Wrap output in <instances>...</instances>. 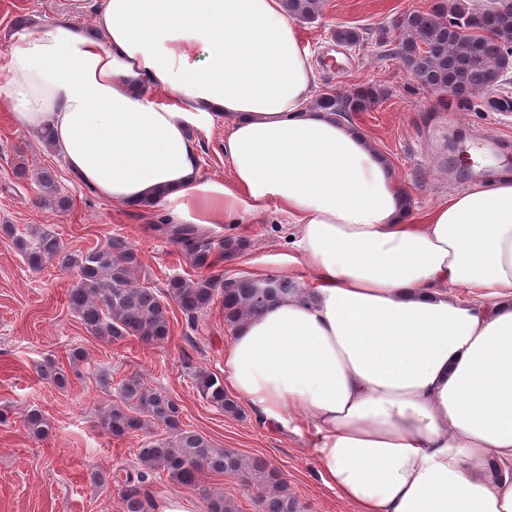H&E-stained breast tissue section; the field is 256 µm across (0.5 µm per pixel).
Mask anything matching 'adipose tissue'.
<instances>
[{
  "label": "adipose tissue",
  "mask_w": 512,
  "mask_h": 512,
  "mask_svg": "<svg viewBox=\"0 0 512 512\" xmlns=\"http://www.w3.org/2000/svg\"><path fill=\"white\" fill-rule=\"evenodd\" d=\"M7 56L0 109L50 130L99 197L200 229L271 205L297 225L273 261L316 286L236 329L226 381L263 424L314 427L340 499L512 512V174L415 214L367 136L310 107L283 0H102L94 32L63 18ZM219 117L227 180L203 174L194 136Z\"/></svg>",
  "instance_id": "obj_1"
}]
</instances>
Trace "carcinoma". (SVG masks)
I'll list each match as a JSON object with an SVG mask.
<instances>
[{"mask_svg":"<svg viewBox=\"0 0 512 512\" xmlns=\"http://www.w3.org/2000/svg\"><path fill=\"white\" fill-rule=\"evenodd\" d=\"M288 18L311 24L322 10L321 0H286ZM485 17L489 34L475 41L469 19ZM400 36L389 39L384 31L376 41L388 54L402 61L415 78L417 86L430 88L451 85L456 98L468 100L471 90L485 82L503 83L498 70L501 57H512V15L498 17L489 14L486 5L476 0H434L431 9L409 11L397 20ZM367 29L338 26L334 40L348 48L366 41ZM381 97L376 85L364 83L348 94H322L316 107L349 119L354 112H365ZM34 183L41 191L40 202L65 210L68 196L60 192L56 175L51 169L34 174ZM172 242L181 246L192 258L197 269L214 265V255L231 258L246 247V241L236 237L215 240L189 226L159 224ZM17 249L26 264L40 270L48 263L74 272L75 281L67 294L68 306L78 315L84 329L91 335L121 344L130 337L145 343L163 344L171 334L169 311L164 297L174 300L187 320L220 300L224 323L236 329L245 319L260 312L269 303L286 298L300 290L288 278L225 280L214 275H199L195 279L174 277L165 292L139 283L140 259L122 236H114L101 247L74 253L52 231L34 227L27 235L15 237ZM41 376L63 385L67 375L49 361L40 368ZM201 396L228 415L241 414L238 402L224 390V380L201 371L197 375ZM118 400L109 405L102 424L115 438L143 429L151 424L162 434L145 442L138 449L140 469L127 473L121 485L122 512H148L146 483L165 476L173 483L195 488L199 477L207 470L214 474H238L244 482L259 491V512H302V505L289 491L288 484L261 460L248 461L230 449L217 448L210 439L182 427L180 405L170 396L150 386L138 375L122 379L117 387ZM30 435L43 438L49 432L48 423L37 409L25 414ZM206 512H238L235 502L222 494L206 496Z\"/></svg>","mask_w":512,"mask_h":512,"instance_id":"carcinoma-1","label":"carcinoma"}]
</instances>
